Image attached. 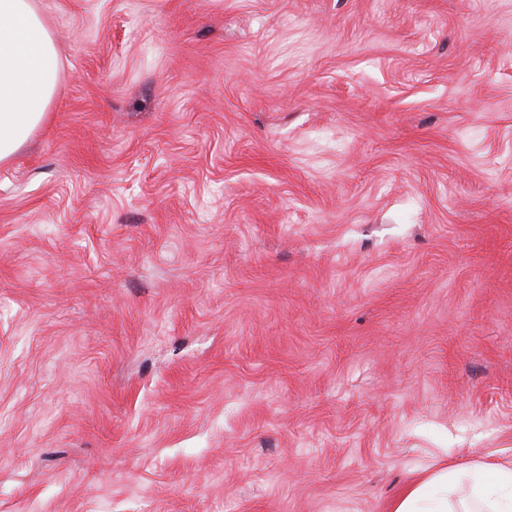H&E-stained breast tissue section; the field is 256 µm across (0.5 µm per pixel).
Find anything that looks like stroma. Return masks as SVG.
I'll list each match as a JSON object with an SVG mask.
<instances>
[{
  "label": "stroma",
  "instance_id": "35a3bbf8",
  "mask_svg": "<svg viewBox=\"0 0 512 512\" xmlns=\"http://www.w3.org/2000/svg\"><path fill=\"white\" fill-rule=\"evenodd\" d=\"M0 165V512H390L512 467V0H34ZM60 67L53 36L32 0H0V164L46 120ZM448 467L432 469L393 502L391 512H447ZM453 512V511H448Z\"/></svg>",
  "mask_w": 512,
  "mask_h": 512
}]
</instances>
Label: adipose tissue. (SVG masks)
<instances>
[{"instance_id":"obj_1","label":"adipose tissue","mask_w":512,"mask_h":512,"mask_svg":"<svg viewBox=\"0 0 512 512\" xmlns=\"http://www.w3.org/2000/svg\"><path fill=\"white\" fill-rule=\"evenodd\" d=\"M53 36L32 0H0V164L44 123L59 86ZM391 512H448V469L425 473ZM467 512H512V471L485 464Z\"/></svg>"}]
</instances>
